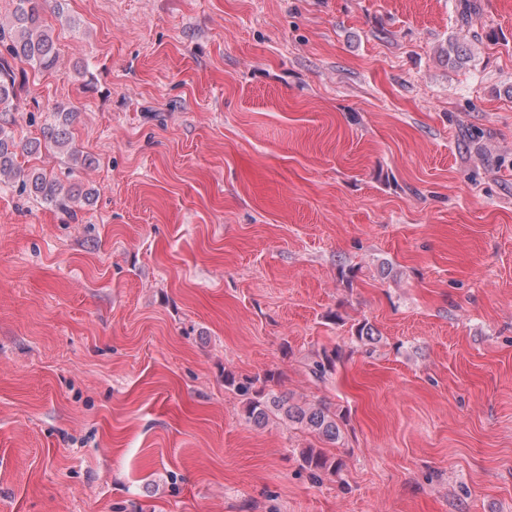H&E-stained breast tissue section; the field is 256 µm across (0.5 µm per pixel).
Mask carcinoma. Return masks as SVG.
I'll use <instances>...</instances> for the list:
<instances>
[{
	"label": "carcinoma",
	"instance_id": "obj_1",
	"mask_svg": "<svg viewBox=\"0 0 512 512\" xmlns=\"http://www.w3.org/2000/svg\"><path fill=\"white\" fill-rule=\"evenodd\" d=\"M9 40L6 45L8 55L25 61L40 70L52 69L58 57V50L52 29L42 18V0H18L11 21V28L0 24V42ZM448 67L461 68L472 56V49L458 37L448 39V47L441 49ZM15 75L7 59L0 57V112H8L15 97ZM53 122L42 131L43 141L32 142L29 150H37L41 144L60 149L73 159L78 160V151L72 146L70 126L75 120L76 112L64 105L55 107ZM17 144L4 128L0 127V178L12 179L22 176V189L45 201L63 204L67 201H88V193L75 185L65 186L56 179H51L40 171L21 174L15 165ZM355 340L363 346L380 341L372 325L363 322L355 329ZM336 350L324 349L313 361L310 370L313 376L322 379L331 372L336 363ZM224 384L245 396L246 421L257 427L269 422L273 417H283L300 429L317 436L319 439L336 444L343 438V426L346 417L331 405L319 403H295L287 394L278 392L275 375L262 377H244L240 380L232 374L224 375ZM299 459L311 478L319 482L324 475H334L341 467V462L330 456L322 448L299 449Z\"/></svg>",
	"mask_w": 512,
	"mask_h": 512
}]
</instances>
